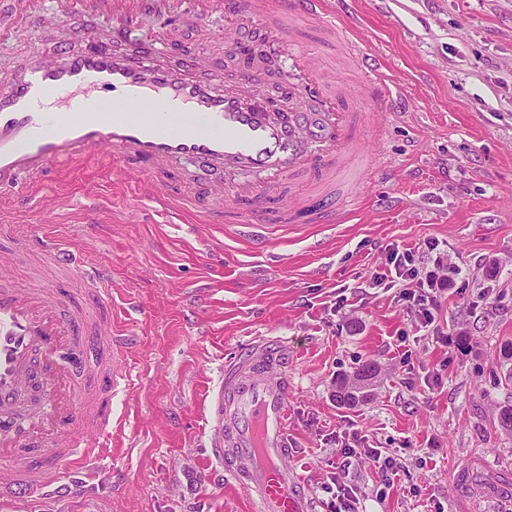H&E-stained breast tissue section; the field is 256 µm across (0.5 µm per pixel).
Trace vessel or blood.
<instances>
[{"label": "vessel or blood", "instance_id": "b4317fda", "mask_svg": "<svg viewBox=\"0 0 512 512\" xmlns=\"http://www.w3.org/2000/svg\"><path fill=\"white\" fill-rule=\"evenodd\" d=\"M200 13L227 14L225 36L242 27L261 33L247 49L237 80H251L249 62L285 56L287 92L315 99L311 118L294 110L268 115L233 88L206 79L211 61L198 55L157 61L158 31L147 28L132 53L118 51L130 26L143 14L168 21L185 2ZM331 0H282L277 24L264 22L267 0H57V12L104 15L112 36L73 28L55 56L32 53L15 73L0 77V493L23 486L44 495L60 481L59 468L95 455L89 435L112 426L110 401L129 382L130 337L112 317V273L92 259L75 260L66 239H36L30 226L7 219L15 197L41 184L53 169L89 159L115 158L114 173L151 199L168 222L194 213L252 241H267L276 225L304 207V195L286 192L289 177H311L313 186L335 190L337 177L364 156L358 122L373 123L394 99L378 59L345 44L344 52L367 73L357 97L333 91L313 54L291 46L297 17L323 21ZM35 0H0V34H8L33 9ZM228 171L263 176L262 185L228 184ZM179 174L204 185V195L172 194L165 186ZM36 262L65 269L84 286L81 300L63 304L52 283L17 287L12 271L18 248ZM100 350L94 365L81 366L86 338ZM56 389L58 401L37 418L21 422L13 411L26 384ZM288 350L280 338L262 340L239 359L225 362L206 424L211 453L247 495L253 512H312L306 487L288 465ZM469 496L486 512L512 501V484L472 482Z\"/></svg>", "mask_w": 512, "mask_h": 512}]
</instances>
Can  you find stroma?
<instances>
[{
    "instance_id": "stroma-1",
    "label": "stroma",
    "mask_w": 512,
    "mask_h": 512,
    "mask_svg": "<svg viewBox=\"0 0 512 512\" xmlns=\"http://www.w3.org/2000/svg\"><path fill=\"white\" fill-rule=\"evenodd\" d=\"M331 20L400 88L394 118L370 138L394 175L366 184L347 222L304 215L260 248L223 224L167 223L105 161L44 183L42 194L68 198L55 223H39L33 203L14 210L35 235L92 238L116 285L112 315L136 344L104 460L59 497L15 488L0 512H249L207 455L204 414L225 360L266 337L288 346V463L314 512H331L329 476L352 430L401 464L390 485L352 460L363 512H459V476L512 478V433L498 423L512 404L501 366L512 340V0H351ZM85 24L112 28L105 16L58 18L55 0H39L0 41V75L30 51L52 55ZM203 24L224 30L223 16L202 23L189 10L163 26L157 50L196 52ZM291 39L341 83L363 80L322 23L298 19ZM91 201L103 207L94 226ZM390 244L422 269L442 260L448 286L433 325L403 298L415 281L366 287L385 273ZM369 359L380 366L370 398L339 406L337 376Z\"/></svg>"
}]
</instances>
